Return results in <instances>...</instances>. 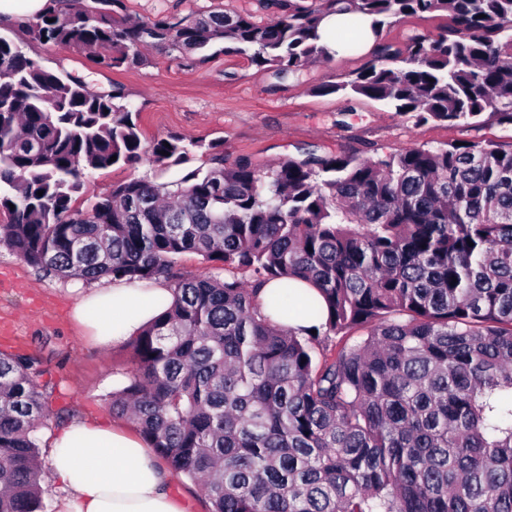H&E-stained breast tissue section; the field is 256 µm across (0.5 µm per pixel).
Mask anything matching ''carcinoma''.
Returning a JSON list of instances; mask_svg holds the SVG:
<instances>
[{
  "label": "carcinoma",
  "instance_id": "obj_1",
  "mask_svg": "<svg viewBox=\"0 0 512 512\" xmlns=\"http://www.w3.org/2000/svg\"><path fill=\"white\" fill-rule=\"evenodd\" d=\"M264 25L225 11L134 19L125 0H53L22 21L33 39L110 69L162 46L178 58L243 55L275 75L330 56L321 21H360L371 58L319 87L383 102L416 124L488 116L512 126V0H266ZM445 12L431 38L382 41L385 25ZM122 87L99 94L0 33V243L61 279L172 281V301L129 346L112 413L137 426L209 512H512V147L462 142L265 171L170 134L154 162L205 157L170 183L112 185L74 206L90 170L145 148ZM116 160H111L112 156ZM193 253L211 271L184 276ZM224 271V278L213 270ZM311 283L318 323L285 328V287ZM317 334H311V331ZM356 340L333 350L337 336ZM41 360L0 352V512H46L36 436Z\"/></svg>",
  "mask_w": 512,
  "mask_h": 512
}]
</instances>
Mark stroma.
Here are the masks:
<instances>
[{"instance_id":"obj_1","label":"stroma","mask_w":512,"mask_h":512,"mask_svg":"<svg viewBox=\"0 0 512 512\" xmlns=\"http://www.w3.org/2000/svg\"><path fill=\"white\" fill-rule=\"evenodd\" d=\"M126 5L140 18H195L224 9L258 24L271 18L259 0H126ZM447 23L443 12L409 15L385 27L382 38L400 44L416 31L433 37ZM13 36L48 69L84 77L92 91L108 92L121 85L127 106L140 114L147 146L179 133L221 142L226 162L246 157L263 168L299 156L304 148L321 155L366 158L454 141L512 144V127L491 119L472 127L433 121L418 125L410 116L364 97L320 93V86L341 81L368 60L366 51L336 56L300 76L280 78L257 70L243 56L224 54L218 44L200 66L180 64L167 50L150 48L144 64L117 70L97 65L78 49L50 48L30 40L18 27ZM202 163L194 153L184 163L165 168L147 154L133 167L90 172L81 199L89 201L112 184L133 178L170 182ZM80 297L73 281L42 276L0 245V351L33 355L42 362L39 382L50 394L49 414L37 435L45 453L55 434L74 419L115 422L109 395L131 366L128 345L94 346L73 324L71 311Z\"/></svg>"}]
</instances>
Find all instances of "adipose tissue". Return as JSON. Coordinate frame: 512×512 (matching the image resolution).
I'll use <instances>...</instances> for the list:
<instances>
[{"instance_id":"ef3b65f1","label":"adipose tissue","mask_w":512,"mask_h":512,"mask_svg":"<svg viewBox=\"0 0 512 512\" xmlns=\"http://www.w3.org/2000/svg\"><path fill=\"white\" fill-rule=\"evenodd\" d=\"M170 294L160 281H115L89 289L72 318L98 343L118 346L160 316L157 300ZM47 465L58 512H191L172 473L123 423L75 421L55 436Z\"/></svg>"}]
</instances>
